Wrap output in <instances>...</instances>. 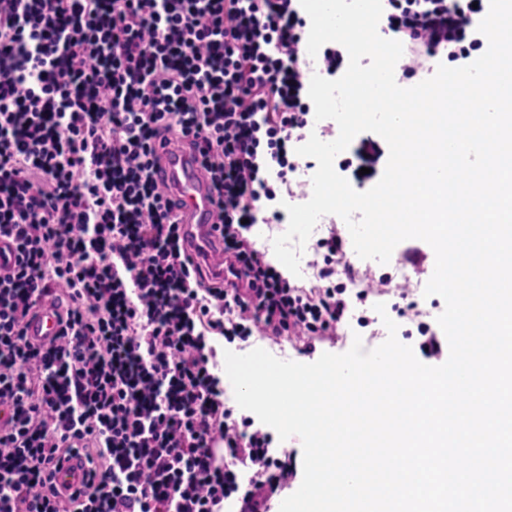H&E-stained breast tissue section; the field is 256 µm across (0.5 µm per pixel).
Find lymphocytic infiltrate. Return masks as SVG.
<instances>
[{"label": "lymphocytic infiltrate", "mask_w": 512, "mask_h": 512, "mask_svg": "<svg viewBox=\"0 0 512 512\" xmlns=\"http://www.w3.org/2000/svg\"><path fill=\"white\" fill-rule=\"evenodd\" d=\"M382 6L400 86L488 47L489 0ZM309 30L300 0H0V239L15 252L0 274V512H275L298 480L267 426L225 404L214 342L340 346L346 283L367 275L338 225L300 281L250 235L307 193ZM171 142L211 182L230 283L186 254L154 177ZM386 164L364 137L338 167L362 186L361 168ZM59 292L60 332L34 346L24 322ZM410 320L415 352L443 364L435 317ZM76 450L92 470L63 498L49 469Z\"/></svg>", "instance_id": "lymphocytic-infiltrate-1"}]
</instances>
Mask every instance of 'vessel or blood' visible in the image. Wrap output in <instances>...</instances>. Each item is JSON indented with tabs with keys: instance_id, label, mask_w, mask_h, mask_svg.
<instances>
[{
	"instance_id": "1",
	"label": "vessel or blood",
	"mask_w": 512,
	"mask_h": 512,
	"mask_svg": "<svg viewBox=\"0 0 512 512\" xmlns=\"http://www.w3.org/2000/svg\"><path fill=\"white\" fill-rule=\"evenodd\" d=\"M156 179L161 188L178 203L185 246L194 259L203 260L210 275L223 279L224 241L215 224L216 208L210 183L196 156L189 150L169 145L159 151ZM63 309L46 300L26 320V335L35 345H45L59 329ZM90 466L82 454H74L61 465L53 467L52 481L62 492L82 487Z\"/></svg>"
}]
</instances>
